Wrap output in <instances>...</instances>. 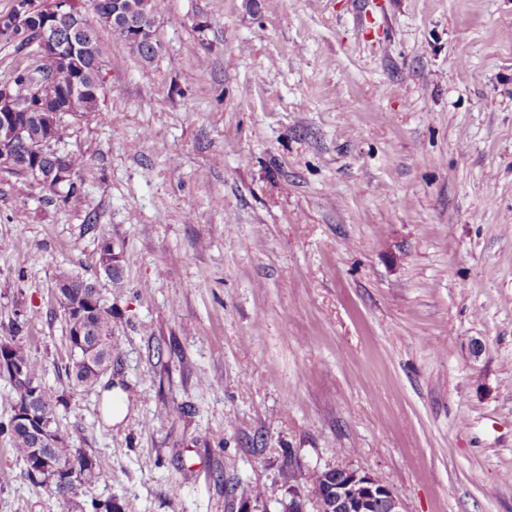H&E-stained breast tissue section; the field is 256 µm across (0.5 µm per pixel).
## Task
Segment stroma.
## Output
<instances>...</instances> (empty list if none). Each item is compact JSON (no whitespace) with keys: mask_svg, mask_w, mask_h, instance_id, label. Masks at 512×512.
I'll list each match as a JSON object with an SVG mask.
<instances>
[{"mask_svg":"<svg viewBox=\"0 0 512 512\" xmlns=\"http://www.w3.org/2000/svg\"><path fill=\"white\" fill-rule=\"evenodd\" d=\"M154 31L147 63L97 30L79 208L0 169V336L30 313L80 499L282 512L347 466L405 512H512V0H166ZM63 271L112 307L94 392L57 373ZM22 469L0 438V512H67Z\"/></svg>","mask_w":512,"mask_h":512,"instance_id":"obj_1","label":"stroma"}]
</instances>
